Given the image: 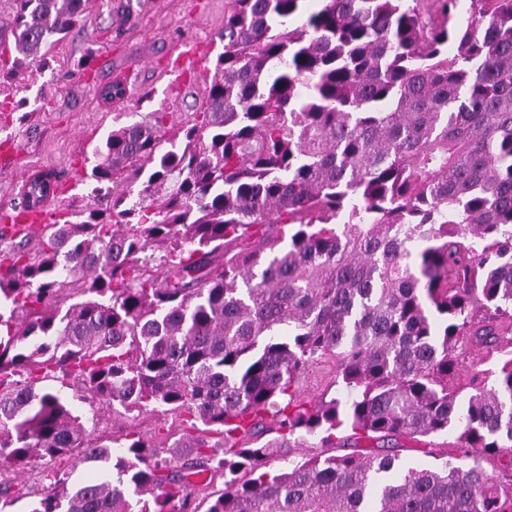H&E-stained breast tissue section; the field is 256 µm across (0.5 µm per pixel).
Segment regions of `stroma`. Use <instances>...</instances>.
I'll return each instance as SVG.
<instances>
[{
  "mask_svg": "<svg viewBox=\"0 0 512 512\" xmlns=\"http://www.w3.org/2000/svg\"><path fill=\"white\" fill-rule=\"evenodd\" d=\"M223 27L224 0H91L80 24L51 51L45 68L20 83L0 85V140L14 142L10 165L0 167V209L19 203L30 172L50 171L58 178L75 173L82 175V182L57 193L48 219L77 222L95 203L84 175L91 169L94 150L114 125L142 120L150 112L166 113L168 124L178 125L200 110L204 87L223 50L218 39ZM184 38L204 42L208 51L200 77L179 90L168 70L172 48ZM116 81L123 83L124 96L111 101L101 97V90ZM21 99L29 112L23 122L12 109ZM74 407L95 416V437L115 439L134 428L157 444L164 435H181L180 420L171 413H116L102 402L78 401ZM51 470L70 471L76 482L94 474L89 465L76 466L68 458H34L0 470V480L31 494L17 503L18 512L46 492Z\"/></svg>",
  "mask_w": 512,
  "mask_h": 512,
  "instance_id": "stroma-1",
  "label": "stroma"
}]
</instances>
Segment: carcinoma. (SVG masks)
Masks as SVG:
<instances>
[{
	"label": "carcinoma",
	"mask_w": 512,
	"mask_h": 512,
	"mask_svg": "<svg viewBox=\"0 0 512 512\" xmlns=\"http://www.w3.org/2000/svg\"><path fill=\"white\" fill-rule=\"evenodd\" d=\"M304 2L224 0L203 111L112 130L89 175L105 207L39 228L34 262L27 236L0 255L26 312L0 313V465L104 472H53L31 512H197L213 461L207 512H512V0L463 20L460 0H320L290 27ZM15 3L0 82L88 8ZM72 381L187 433L160 461L130 430L115 456ZM451 432L452 456L430 440ZM349 440L365 452L334 454ZM202 478L197 476L194 478L200 491L197 502L200 503L199 511L204 512L209 507L211 501L224 491V477L219 472L205 469Z\"/></svg>",
	"instance_id": "cac0c4a2"
}]
</instances>
